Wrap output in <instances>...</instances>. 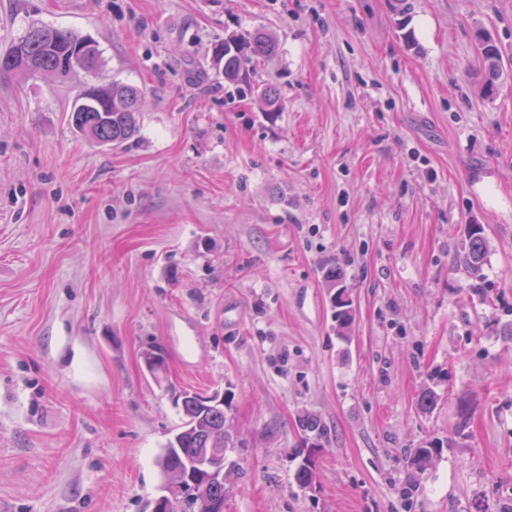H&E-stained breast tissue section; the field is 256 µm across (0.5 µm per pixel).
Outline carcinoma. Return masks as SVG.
I'll use <instances>...</instances> for the list:
<instances>
[{
    "label": "carcinoma",
    "mask_w": 512,
    "mask_h": 512,
    "mask_svg": "<svg viewBox=\"0 0 512 512\" xmlns=\"http://www.w3.org/2000/svg\"><path fill=\"white\" fill-rule=\"evenodd\" d=\"M479 59L483 69V89L486 96L494 95L504 66L497 46L487 32L478 36ZM278 50L275 39L267 33L256 32L245 39L234 34L215 44L213 62L224 76V81L236 86L240 96H258L268 112H278L282 102L274 87L257 85L250 80L247 64L274 55ZM84 53L88 63L82 70L94 75L98 81L75 90L70 115L73 131L99 145H122L133 139L139 131V103L142 98L138 88L119 84L102 77L103 61L94 41L68 29L32 24L10 47L0 54V77L16 81L38 75L60 76L63 60L74 53ZM488 240L480 224H469L459 262L474 280V286L484 285L483 269L486 264ZM334 317L339 328H347L353 320V303L332 300ZM182 426L164 447L162 461L170 467L185 465L198 448L206 447L202 436L212 428L224 429L227 423L224 410L204 406L196 399L184 401L181 407ZM444 444L439 440L422 442L407 456L408 467L423 471L434 458L441 455ZM317 445H312L299 466L295 479L299 487L309 489L315 483L314 455ZM224 500V488L210 485L208 493L190 496L181 502L176 512H216L214 503Z\"/></svg>",
    "instance_id": "carcinoma-1"
}]
</instances>
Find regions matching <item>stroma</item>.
<instances>
[{"instance_id":"1","label":"stroma","mask_w":512,"mask_h":512,"mask_svg":"<svg viewBox=\"0 0 512 512\" xmlns=\"http://www.w3.org/2000/svg\"><path fill=\"white\" fill-rule=\"evenodd\" d=\"M392 3L0 0V53L70 29L142 92L135 138L98 146L68 124L85 73L0 80V512H149L184 390L231 397L224 512H403L411 478L413 512L512 502V0ZM258 28L280 44L255 64L273 114L212 60ZM480 31L506 64L490 98ZM487 252L488 240L483 226L480 224L467 225L459 262L464 265L475 281L474 286L476 288L482 289L484 285L483 269L486 264ZM444 444L439 440L422 442L417 448H413L407 456L408 467L412 471H423L430 465L434 458L441 455Z\"/></svg>"}]
</instances>
